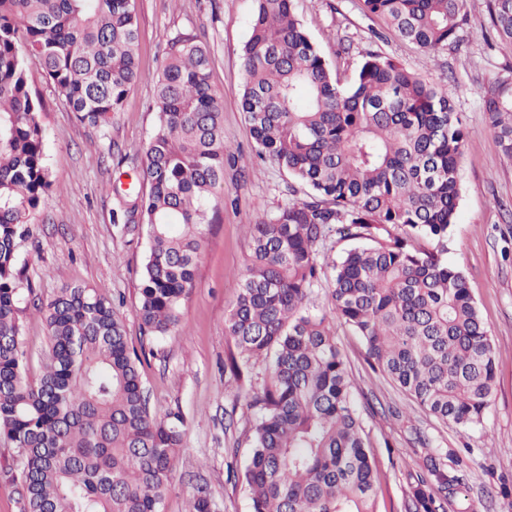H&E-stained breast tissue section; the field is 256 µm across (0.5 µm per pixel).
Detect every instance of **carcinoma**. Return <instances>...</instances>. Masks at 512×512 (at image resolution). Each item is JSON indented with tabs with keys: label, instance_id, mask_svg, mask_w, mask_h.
I'll use <instances>...</instances> for the list:
<instances>
[{
	"label": "carcinoma",
	"instance_id": "1",
	"mask_svg": "<svg viewBox=\"0 0 512 512\" xmlns=\"http://www.w3.org/2000/svg\"><path fill=\"white\" fill-rule=\"evenodd\" d=\"M243 47L241 110L256 155L288 176L293 198L245 225L251 264L224 318L232 389L262 364L243 472L251 512H378L380 472L353 383L326 314L311 296L332 270L338 319L424 412L461 427L483 423L496 363L462 270L443 258L461 197L466 141L450 98L402 64L368 51L343 80L295 14L294 0H255ZM402 38L436 54L468 24L471 0H363ZM491 27L512 42V0H485ZM38 67L70 111L92 125L121 111L139 73L134 0H0V433L21 462L25 512H164L184 420L152 414L113 303L63 289L44 306L49 362L27 364L18 312V250L51 187ZM210 50L191 31L167 42L156 81L158 120L144 150L146 191L127 193L123 223L146 226L138 317L168 336L194 286L210 203L224 189L223 100ZM485 122L512 163V76L484 96ZM427 238L437 249L418 248ZM365 240L319 262L329 242ZM468 464L431 450L405 474L408 512H475L462 498ZM186 512H214L198 488Z\"/></svg>",
	"mask_w": 512,
	"mask_h": 512
}]
</instances>
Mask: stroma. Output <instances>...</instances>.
<instances>
[{"instance_id":"stroma-1","label":"stroma","mask_w":512,"mask_h":512,"mask_svg":"<svg viewBox=\"0 0 512 512\" xmlns=\"http://www.w3.org/2000/svg\"><path fill=\"white\" fill-rule=\"evenodd\" d=\"M474 3L457 43L431 56L368 14L363 0H295L298 18L332 70L352 76L369 50L395 59L446 92L470 132L446 257L462 268L496 353V389L482 425L459 427L422 412L371 369L360 336L340 321L332 323L381 472L380 512H405L402 471L422 469L430 446L468 454L471 473L464 492L477 512H512V164L503 159L483 112L488 81L512 75V43L489 30L483 0ZM136 10L142 78L108 123H81L38 68L29 72L30 87L44 105L40 118L52 185L34 215V235L18 255L33 287L19 304L26 377L38 381L47 361L48 329L38 303L73 286L114 300L130 343L149 354L140 373L152 411L161 418L178 412L187 420L165 512H185L200 487L217 512H250L244 486L226 479L227 461L241 468L248 461L255 411L246 392L224 387L230 347L224 317L251 255L245 227L287 201L288 178L267 161L240 184L232 164H225L224 191L214 204L216 220L202 245L195 284L182 304L177 332L164 337L145 335L136 313L145 228L114 223L113 214L124 205L125 190L137 182L157 120L154 81L175 31L204 34L211 85L224 102V140L244 159L253 157L240 94L254 0H136Z\"/></svg>"}]
</instances>
